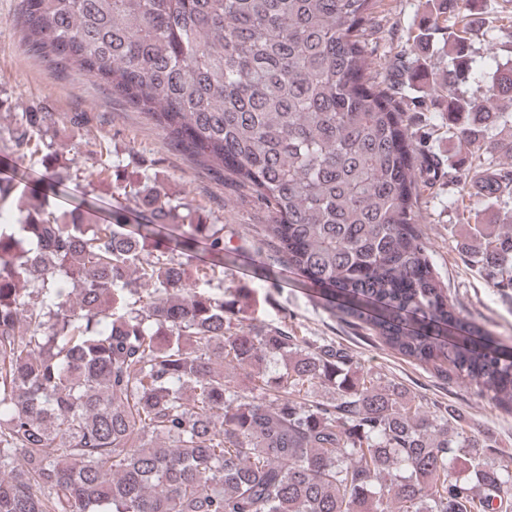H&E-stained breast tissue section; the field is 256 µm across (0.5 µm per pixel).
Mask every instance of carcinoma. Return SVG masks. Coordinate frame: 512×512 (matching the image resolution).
Returning a JSON list of instances; mask_svg holds the SVG:
<instances>
[{
	"mask_svg": "<svg viewBox=\"0 0 512 512\" xmlns=\"http://www.w3.org/2000/svg\"><path fill=\"white\" fill-rule=\"evenodd\" d=\"M446 24L433 85L448 135L487 151L448 166L478 186L463 247L512 289V67L482 96L469 0H429ZM377 0H22V38L110 88L266 212L274 263L339 298L341 318L512 413V347L460 316L418 224L423 145L381 87ZM431 24V25H433ZM423 24L397 51L418 64ZM52 112H16L14 164L46 169L33 205L0 178V512H512V465L448 408L426 411L332 341L246 317L251 289L206 287L239 247L178 194L112 166L82 169L134 207L49 202L70 166ZM169 226L186 228L185 239ZM200 244L210 265L193 264ZM242 371L240 384L226 371ZM334 398L315 397L318 388Z\"/></svg>",
	"mask_w": 512,
	"mask_h": 512,
	"instance_id": "1",
	"label": "carcinoma"
}]
</instances>
